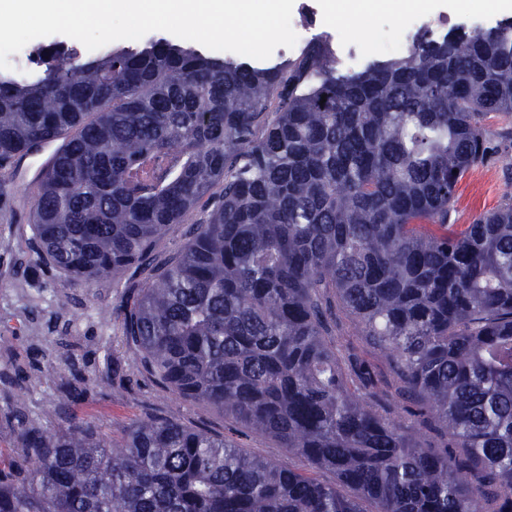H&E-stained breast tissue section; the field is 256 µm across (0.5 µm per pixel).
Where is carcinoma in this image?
Listing matches in <instances>:
<instances>
[{"label":"carcinoma","mask_w":512,"mask_h":512,"mask_svg":"<svg viewBox=\"0 0 512 512\" xmlns=\"http://www.w3.org/2000/svg\"><path fill=\"white\" fill-rule=\"evenodd\" d=\"M44 55L0 75V161L57 144L31 186L39 257L80 288L138 265L141 365L336 484L173 418L113 439L15 405L0 512H512V197L449 223L512 114V21L347 73L319 39L270 67L165 39ZM339 312L395 385L336 341Z\"/></svg>","instance_id":"cac0c4a2"}]
</instances>
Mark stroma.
<instances>
[{
    "instance_id": "1",
    "label": "stroma",
    "mask_w": 512,
    "mask_h": 512,
    "mask_svg": "<svg viewBox=\"0 0 512 512\" xmlns=\"http://www.w3.org/2000/svg\"><path fill=\"white\" fill-rule=\"evenodd\" d=\"M320 30L342 31L359 46L356 56L337 54L339 71L360 70L368 61L389 59L393 50L369 51L380 31L398 33L409 14L408 0H385L375 12L353 5L342 22L331 19L325 0H308ZM490 151L457 186L451 220L472 223L480 213L512 196V116L491 120ZM36 169L0 167V340L10 349L0 354V408L20 399L32 424L59 431L78 418H90L110 435H121L132 422L150 415L168 416L189 426L242 444L250 453L304 472L308 466L272 439L247 434L223 413L196 402H178L175 395L146 372L134 346L120 332L121 311L132 302L144 274L138 266L123 271L120 283L105 277L89 289L75 287L70 277L48 262H37L36 243L28 224L33 199L28 190ZM77 357L86 377L77 394L64 399L62 382L70 377L67 363ZM61 408L62 415L44 414Z\"/></svg>"
}]
</instances>
